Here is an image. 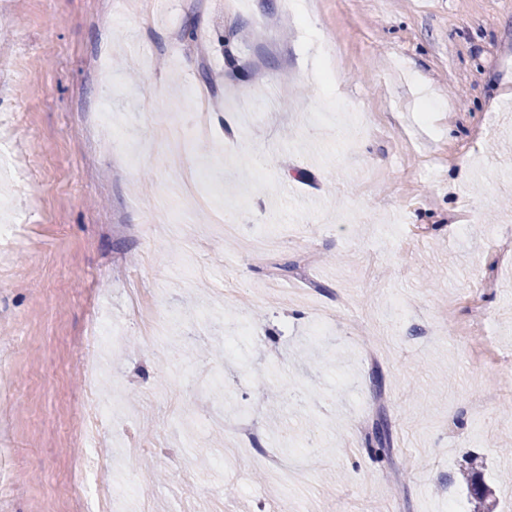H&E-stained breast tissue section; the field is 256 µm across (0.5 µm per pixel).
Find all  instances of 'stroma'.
Returning a JSON list of instances; mask_svg holds the SVG:
<instances>
[{
  "label": "stroma",
  "instance_id": "stroma-1",
  "mask_svg": "<svg viewBox=\"0 0 512 512\" xmlns=\"http://www.w3.org/2000/svg\"><path fill=\"white\" fill-rule=\"evenodd\" d=\"M107 2L0 0V158L23 172L0 177L22 228L0 250V512H72L59 425L90 388L122 399L90 442L118 512H472L475 456L512 512V0H173L108 27ZM150 308L179 314L154 346ZM216 408L258 410L249 445L216 443Z\"/></svg>",
  "mask_w": 512,
  "mask_h": 512
}]
</instances>
